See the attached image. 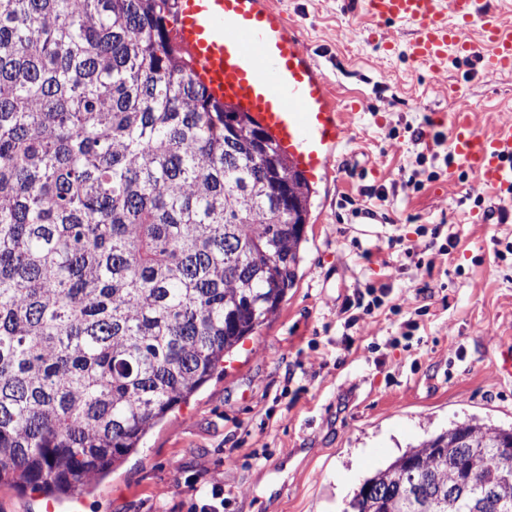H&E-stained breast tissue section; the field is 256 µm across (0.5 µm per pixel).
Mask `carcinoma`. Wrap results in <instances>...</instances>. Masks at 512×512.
I'll return each mask as SVG.
<instances>
[{"instance_id":"obj_1","label":"carcinoma","mask_w":512,"mask_h":512,"mask_svg":"<svg viewBox=\"0 0 512 512\" xmlns=\"http://www.w3.org/2000/svg\"><path fill=\"white\" fill-rule=\"evenodd\" d=\"M169 0H0V485L104 476L295 287L310 189L212 102ZM457 424L365 478L350 512H512L494 449ZM473 491L448 497L458 474ZM494 500L478 508L483 488Z\"/></svg>"}]
</instances>
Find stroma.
<instances>
[{
    "mask_svg": "<svg viewBox=\"0 0 512 512\" xmlns=\"http://www.w3.org/2000/svg\"><path fill=\"white\" fill-rule=\"evenodd\" d=\"M270 4L360 106L337 172L311 187L295 288L117 469L56 503L0 486V512H192L216 479L225 512H345L365 476L426 435L512 427L498 371L512 353V220L434 141L457 112L484 134L512 121V72L429 70L407 51L413 23L373 22L352 0ZM381 286L409 308L388 297L346 326L345 299Z\"/></svg>",
    "mask_w": 512,
    "mask_h": 512,
    "instance_id": "35a3bbf8",
    "label": "stroma"
}]
</instances>
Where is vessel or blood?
I'll return each mask as SVG.
<instances>
[{"instance_id": "1", "label": "vessel or blood", "mask_w": 512, "mask_h": 512, "mask_svg": "<svg viewBox=\"0 0 512 512\" xmlns=\"http://www.w3.org/2000/svg\"><path fill=\"white\" fill-rule=\"evenodd\" d=\"M376 22L415 23L412 59L436 69L449 58H478L512 69V24L497 0H362ZM171 37L214 101L249 114L308 182L335 167L351 127L320 65L268 0H173ZM457 167L512 205V123L479 133L470 114L448 126Z\"/></svg>"}]
</instances>
